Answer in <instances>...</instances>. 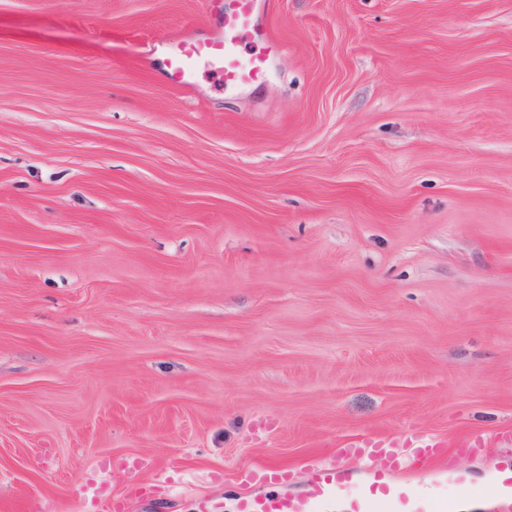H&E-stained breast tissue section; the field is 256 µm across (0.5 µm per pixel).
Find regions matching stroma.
Wrapping results in <instances>:
<instances>
[{
	"label": "stroma",
	"instance_id": "stroma-1",
	"mask_svg": "<svg viewBox=\"0 0 512 512\" xmlns=\"http://www.w3.org/2000/svg\"><path fill=\"white\" fill-rule=\"evenodd\" d=\"M208 0H0V512H198L340 441L495 512L512 471V0H261L260 83L137 43ZM405 444L416 448L414 456L419 457L421 464L416 468H421L429 461L445 464L443 457L447 455V448H456V452L461 453L472 448L483 447L482 439L477 436L460 437L448 441L447 438L417 435L407 439Z\"/></svg>",
	"mask_w": 512,
	"mask_h": 512
}]
</instances>
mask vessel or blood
I'll return each mask as SVG.
<instances>
[{"instance_id": "vessel-or-blood-1", "label": "vessel or blood", "mask_w": 512, "mask_h": 512, "mask_svg": "<svg viewBox=\"0 0 512 512\" xmlns=\"http://www.w3.org/2000/svg\"><path fill=\"white\" fill-rule=\"evenodd\" d=\"M258 0H212L199 30L170 35L164 43L166 86L175 90H191L199 74L223 76L224 85L236 89L262 80L267 60L256 56L248 59L238 54V45L247 39L265 35ZM420 463L439 462L448 448L465 452L481 447L477 436L448 440L418 435L409 440ZM359 455L371 474L364 496L350 498L342 493L351 479L346 471L333 465L317 464L309 483L294 494L271 492L279 481L278 469L259 465L244 473V483L262 485V492L234 498L230 512H373L378 501L389 504L391 512H414L406 492L390 486L386 478L403 469L405 461L395 455L392 443L377 436L365 438Z\"/></svg>"}]
</instances>
